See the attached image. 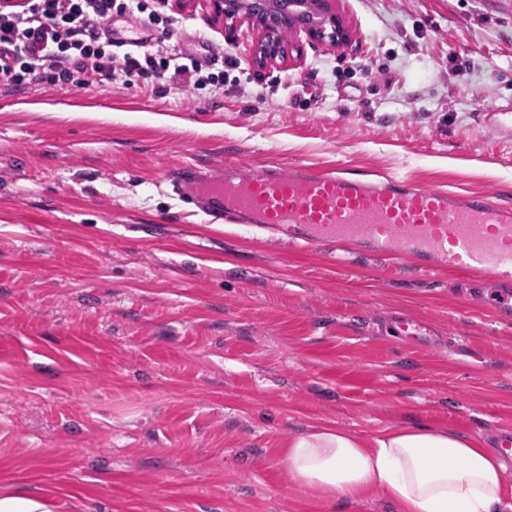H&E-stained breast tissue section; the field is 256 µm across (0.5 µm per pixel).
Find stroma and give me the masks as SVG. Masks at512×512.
<instances>
[{"label": "stroma", "mask_w": 512, "mask_h": 512, "mask_svg": "<svg viewBox=\"0 0 512 512\" xmlns=\"http://www.w3.org/2000/svg\"><path fill=\"white\" fill-rule=\"evenodd\" d=\"M181 51L238 54L236 86L0 90V498L50 512H397L327 500L284 449L320 425L512 429L499 283L293 248L213 224L181 165L306 163L512 201V0H330L341 46L303 31L258 66L248 24L158 0ZM434 343L394 340L398 320ZM481 123L495 135L512 136V104L494 103L483 106L479 113ZM1 512H50L46 503L35 498L4 497L0 499Z\"/></svg>", "instance_id": "stroma-1"}]
</instances>
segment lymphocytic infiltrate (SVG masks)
<instances>
[{
    "label": "lymphocytic infiltrate",
    "mask_w": 512,
    "mask_h": 512,
    "mask_svg": "<svg viewBox=\"0 0 512 512\" xmlns=\"http://www.w3.org/2000/svg\"><path fill=\"white\" fill-rule=\"evenodd\" d=\"M144 16L155 41L136 51L112 47L104 23L112 15ZM172 19L148 11L143 0H24L20 9H0V87L87 85L133 78L159 79L172 88L223 89L228 70L238 69L234 52L213 72L209 60L171 48Z\"/></svg>",
    "instance_id": "obj_1"
}]
</instances>
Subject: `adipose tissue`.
<instances>
[{
  "label": "adipose tissue",
  "mask_w": 512,
  "mask_h": 512,
  "mask_svg": "<svg viewBox=\"0 0 512 512\" xmlns=\"http://www.w3.org/2000/svg\"><path fill=\"white\" fill-rule=\"evenodd\" d=\"M293 481L329 500L380 491L398 512H504V465L478 440L445 427L401 425L360 437L317 427L291 438Z\"/></svg>",
  "instance_id": "1"
}]
</instances>
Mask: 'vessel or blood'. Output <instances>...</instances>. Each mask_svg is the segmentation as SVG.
I'll list each match as a JSON object with an SVG mask.
<instances>
[{"mask_svg":"<svg viewBox=\"0 0 512 512\" xmlns=\"http://www.w3.org/2000/svg\"><path fill=\"white\" fill-rule=\"evenodd\" d=\"M115 49L153 41L145 25L108 22ZM481 123L512 136V104L482 107ZM167 181L214 223L256 224L295 247L328 245L460 278L476 271L512 283V203L483 193L430 187L406 177L266 163L208 170L185 166Z\"/></svg>","mask_w":512,"mask_h":512,"instance_id":"obj_1","label":"vessel or blood"}]
</instances>
